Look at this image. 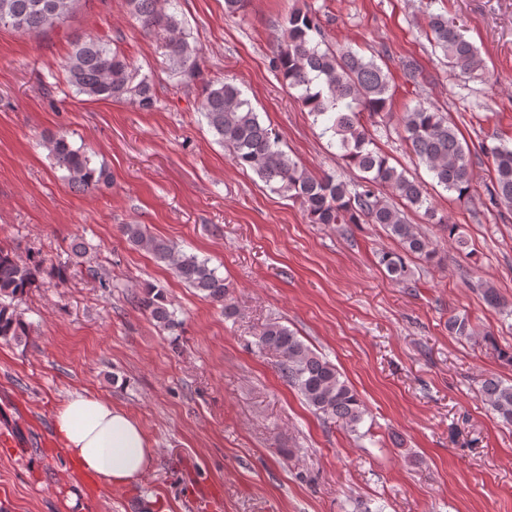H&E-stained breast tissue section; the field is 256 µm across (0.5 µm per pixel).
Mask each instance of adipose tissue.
Wrapping results in <instances>:
<instances>
[{"label":"adipose tissue","instance_id":"obj_1","mask_svg":"<svg viewBox=\"0 0 512 512\" xmlns=\"http://www.w3.org/2000/svg\"><path fill=\"white\" fill-rule=\"evenodd\" d=\"M55 431L70 458L108 482L131 483L153 466L139 422L106 398L70 395L57 410Z\"/></svg>","mask_w":512,"mask_h":512}]
</instances>
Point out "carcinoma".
Returning a JSON list of instances; mask_svg holds the SVG:
<instances>
[{"label":"carcinoma","mask_w":512,"mask_h":512,"mask_svg":"<svg viewBox=\"0 0 512 512\" xmlns=\"http://www.w3.org/2000/svg\"><path fill=\"white\" fill-rule=\"evenodd\" d=\"M80 0H0V27L30 33H44L65 20ZM141 29L154 37L163 51L170 74L178 84L197 83L203 71V52L188 41L184 25L177 18L172 0H125ZM284 38L277 47L272 66L288 88L321 126L348 165L360 172L353 186L326 175L314 176L282 149L281 141L259 119L251 102L237 85L224 81L206 87L201 113L217 142L228 151L232 163L252 170L270 189L300 202L314 224H380L397 239L403 253L385 252L380 263L391 278L405 283L410 278L406 257L426 261L436 258L438 249L429 237L416 230L405 211L424 210L434 223L444 224L437 215L422 182L397 169L390 157L379 151L364 123V115L378 116L389 111L394 95L388 73L374 58L352 50H336L326 39L316 13L293 11L283 21ZM428 36L441 51L448 68L473 75L485 68L478 47L460 26L443 14H431ZM67 82L76 94L91 100H128L142 111L157 106L153 79L141 73L128 57L109 40L87 35L73 41L66 63ZM402 140L424 164L437 185L469 196L473 183L471 149L445 113L417 104L400 119ZM43 145L58 168L66 171L68 183L83 191L99 190L111 184L105 165H95L83 148L71 145L64 133L44 136ZM494 161L495 176L490 200L512 207V147L504 144L486 149ZM385 188L401 202L396 206L377 194ZM122 235L170 266L177 277L198 290L204 298L224 306L231 316L236 308L229 286L219 268L195 254L178 252L166 241L149 235L141 224H124ZM45 260L20 258L8 248H0V340L26 345L31 325L18 311V303L37 287L45 272ZM135 304L167 331L180 326L164 293L150 284L134 297ZM448 331L470 338L474 330L467 317L448 318ZM259 349L274 353L284 378L306 404L323 420L355 432L367 409L357 392L343 379L332 362L317 354L288 326L278 320L267 322L256 339ZM485 404L507 425H512V382L495 375L481 380Z\"/></svg>","instance_id":"cac0c4a2"}]
</instances>
